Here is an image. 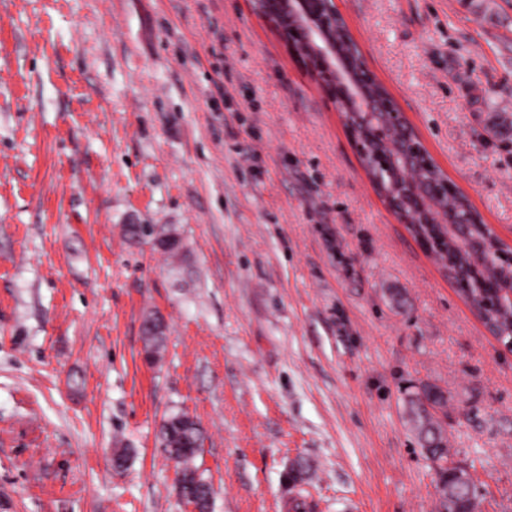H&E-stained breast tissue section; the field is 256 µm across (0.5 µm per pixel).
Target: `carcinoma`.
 Listing matches in <instances>:
<instances>
[{
	"instance_id": "1",
	"label": "carcinoma",
	"mask_w": 512,
	"mask_h": 512,
	"mask_svg": "<svg viewBox=\"0 0 512 512\" xmlns=\"http://www.w3.org/2000/svg\"><path fill=\"white\" fill-rule=\"evenodd\" d=\"M364 133L371 137L372 152L366 161L372 175L371 182L378 194H390L400 199L406 220L418 226L417 234L422 244L441 263L461 277L456 279L460 291L472 305L481 308L489 316L501 340H512V249L491 240L492 231L479 220L471 224L422 223L423 213L411 205V200L421 186L435 175H441L430 156H412L411 167L393 159L389 138L374 135L380 128V116L364 121ZM436 205L450 212L462 213L470 206L468 199L455 187L444 191ZM126 235L131 239H149L153 248L164 254L178 253V246L167 242L178 241L171 231L156 230L142 224H128ZM144 351L160 355L165 334L151 333L148 325H142ZM448 398L438 386L423 383L407 400V415L412 430L421 447L423 456L437 465V493L440 512H479L480 493L471 482L468 470L456 463H448L450 451L448 434L442 428L438 414L445 412ZM158 440L163 455L172 461L181 476V498L193 504L201 512H209L212 494L210 484L198 472L195 459L201 451L204 435L200 425L185 412L172 411L159 428ZM313 464L301 459L292 466L288 478L305 481Z\"/></svg>"
}]
</instances>
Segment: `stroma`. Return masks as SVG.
Masks as SVG:
<instances>
[{
	"instance_id": "35a3bbf8",
	"label": "stroma",
	"mask_w": 512,
	"mask_h": 512,
	"mask_svg": "<svg viewBox=\"0 0 512 512\" xmlns=\"http://www.w3.org/2000/svg\"><path fill=\"white\" fill-rule=\"evenodd\" d=\"M336 6L512 247V0ZM128 224L175 231L179 255ZM423 383L483 512H512V345L252 0H0V512H192L158 441L175 410L204 430L211 512H286L299 457L314 512H439L406 414Z\"/></svg>"
}]
</instances>
